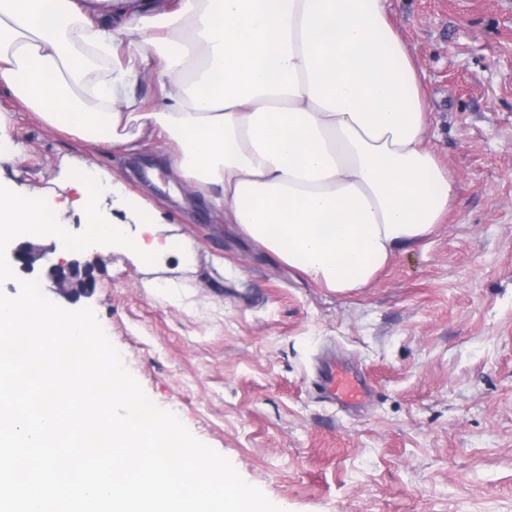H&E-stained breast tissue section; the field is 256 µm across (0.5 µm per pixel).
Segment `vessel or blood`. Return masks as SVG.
Returning <instances> with one entry per match:
<instances>
[{
    "label": "vessel or blood",
    "mask_w": 512,
    "mask_h": 512,
    "mask_svg": "<svg viewBox=\"0 0 512 512\" xmlns=\"http://www.w3.org/2000/svg\"><path fill=\"white\" fill-rule=\"evenodd\" d=\"M315 385L327 403L345 409L361 405L371 391L360 370L350 363L332 357L321 362Z\"/></svg>",
    "instance_id": "obj_1"
}]
</instances>
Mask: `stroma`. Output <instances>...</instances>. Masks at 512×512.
I'll return each mask as SVG.
<instances>
[{"label":"stroma","mask_w":512,"mask_h":512,"mask_svg":"<svg viewBox=\"0 0 512 512\" xmlns=\"http://www.w3.org/2000/svg\"><path fill=\"white\" fill-rule=\"evenodd\" d=\"M385 7L425 75L427 142L456 204L366 288L338 294L290 273L178 184L166 140L136 155L90 147L2 86L5 132L24 153L0 179L25 196L63 157H84L158 206V241L190 237L194 268L168 256L159 276L109 239L80 249L95 290L64 307L92 308L146 395L283 512H512V0ZM52 202L83 239L78 191ZM330 344L372 384L356 414L314 388Z\"/></svg>","instance_id":"35a3bbf8"}]
</instances>
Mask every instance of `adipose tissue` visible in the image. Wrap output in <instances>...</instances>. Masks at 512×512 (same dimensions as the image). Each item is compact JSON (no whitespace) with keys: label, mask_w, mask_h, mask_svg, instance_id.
<instances>
[{"label":"adipose tissue","mask_w":512,"mask_h":512,"mask_svg":"<svg viewBox=\"0 0 512 512\" xmlns=\"http://www.w3.org/2000/svg\"><path fill=\"white\" fill-rule=\"evenodd\" d=\"M154 73L162 104L136 95ZM0 85L47 127L168 164L225 223L289 270L339 293L367 287L445 223L454 181L426 146L423 78L383 0H180L113 24L76 0H0ZM86 236L135 262L126 225L161 213L71 158ZM48 190L0 183V238L55 222ZM119 216L105 220L103 205Z\"/></svg>","instance_id":"ef3b65f1"}]
</instances>
